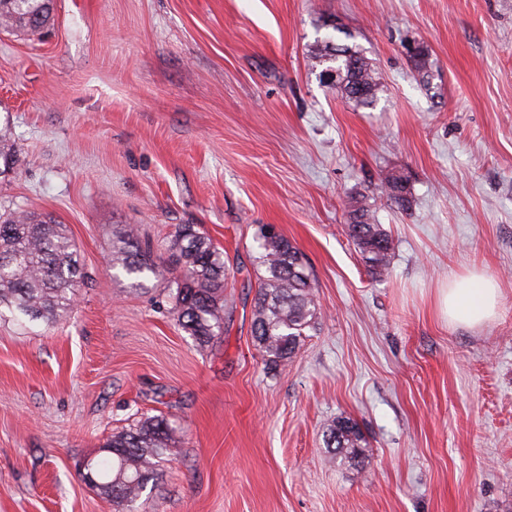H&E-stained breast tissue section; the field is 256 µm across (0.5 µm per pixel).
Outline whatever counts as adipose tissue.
Segmentation results:
<instances>
[{"label": "adipose tissue", "mask_w": 512, "mask_h": 512, "mask_svg": "<svg viewBox=\"0 0 512 512\" xmlns=\"http://www.w3.org/2000/svg\"><path fill=\"white\" fill-rule=\"evenodd\" d=\"M500 297L492 277L473 272L449 281L447 288L442 289L441 311L450 323L477 328L497 316Z\"/></svg>", "instance_id": "ef3b65f1"}]
</instances>
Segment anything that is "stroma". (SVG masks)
Returning a JSON list of instances; mask_svg holds the SVG:
<instances>
[{
	"mask_svg": "<svg viewBox=\"0 0 512 512\" xmlns=\"http://www.w3.org/2000/svg\"><path fill=\"white\" fill-rule=\"evenodd\" d=\"M328 37L378 71L375 105L323 79ZM4 125L0 208L58 220L89 278L53 327L0 319V512H115L80 466L149 416L173 439L148 512H512V0H55L48 38L0 33ZM355 198L395 240L385 279L346 233ZM123 224L223 251V336L198 346L113 268ZM263 224L319 307L275 372L251 336ZM474 269L499 314L448 325L439 290ZM339 417L365 470L326 445ZM9 134L8 126L0 128V164L3 166H0V177H5L11 171L14 172L18 163L17 151L11 143Z\"/></svg>",
	"mask_w": 512,
	"mask_h": 512,
	"instance_id": "1",
	"label": "stroma"
}]
</instances>
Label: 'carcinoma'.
Returning a JSON list of instances; mask_svg holds the SVG:
<instances>
[{"label": "carcinoma", "mask_w": 512, "mask_h": 512, "mask_svg": "<svg viewBox=\"0 0 512 512\" xmlns=\"http://www.w3.org/2000/svg\"><path fill=\"white\" fill-rule=\"evenodd\" d=\"M54 24L52 0H0V32L41 37ZM315 58L333 63L342 71L341 96L358 105L377 101L378 72L359 48L326 41L317 46ZM18 163L9 128H0V177ZM386 193L406 209L410 201L400 176L387 180ZM346 232L375 277L389 269L393 239L377 223L375 211L359 202L350 206ZM264 269L254 298L251 334L266 365H285L296 353L317 319L315 283L300 250L277 231L258 229ZM112 267L124 271L132 285L154 277L173 301L179 326L201 346L224 332V253L192 224L178 225L159 261L147 257L137 230L124 225L112 240ZM178 274L167 278L165 269ZM87 279L77 250L64 227L42 214L27 210L0 214V316L8 310L22 323L50 326L72 310L74 295ZM172 428L163 417L138 421L112 436L104 447L105 458L90 462L99 478L93 488L110 499L118 512H138L137 504L149 483L156 480ZM327 447L336 450L345 464L363 468L369 462L368 443L358 424L347 417L336 420L328 433Z\"/></svg>", "instance_id": "obj_1"}]
</instances>
